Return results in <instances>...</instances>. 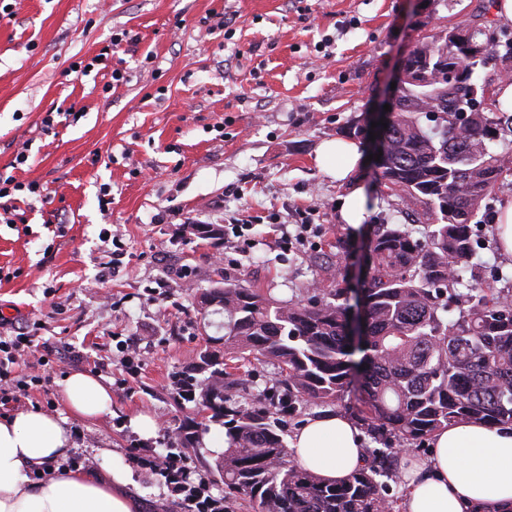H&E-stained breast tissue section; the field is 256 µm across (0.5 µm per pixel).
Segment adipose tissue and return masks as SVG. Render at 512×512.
<instances>
[{
	"label": "adipose tissue",
	"mask_w": 512,
	"mask_h": 512,
	"mask_svg": "<svg viewBox=\"0 0 512 512\" xmlns=\"http://www.w3.org/2000/svg\"><path fill=\"white\" fill-rule=\"evenodd\" d=\"M356 142L327 140L316 160L343 180L357 168ZM65 413L30 410L0 416V512H140L124 493L131 469L120 454L100 472L67 468L76 424L112 410V391L86 372L61 383ZM292 460L326 480H341L365 463L366 450L348 417H310L288 440ZM433 451L401 474L404 512H512V424L459 422L434 434Z\"/></svg>",
	"instance_id": "ef3b65f1"
}]
</instances>
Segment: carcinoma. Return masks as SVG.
<instances>
[{
  "instance_id": "1",
  "label": "carcinoma",
  "mask_w": 512,
  "mask_h": 512,
  "mask_svg": "<svg viewBox=\"0 0 512 512\" xmlns=\"http://www.w3.org/2000/svg\"><path fill=\"white\" fill-rule=\"evenodd\" d=\"M472 29L487 44L480 56L450 45L441 31L408 56L422 77L401 91L392 113L381 178L402 199L423 205L426 231L419 239L405 224L374 226L360 295V361L345 334L349 305L340 288H315L288 302L226 281L200 295L202 310H224V335L209 338L179 380L180 399L224 426L226 447L212 471L254 512H393L379 481L393 476L392 452L369 450L365 467L328 483L289 460L284 428L270 422L277 405L292 412L353 389L358 419L401 445L453 422L512 423V289L464 275L476 244L471 221L512 175V113L499 102L494 112L473 113L466 131L453 126L454 114L470 103V76L511 61L512 40L505 34L491 41L483 24ZM450 66L461 80L448 82ZM494 140L503 142L501 150L488 147ZM194 235L224 244L219 225L205 224ZM253 359L278 370L284 391L262 392L256 406L229 403L225 390L238 384L229 363ZM205 371L209 376L197 379ZM178 439L181 448L194 447L198 424L184 422Z\"/></svg>"
}]
</instances>
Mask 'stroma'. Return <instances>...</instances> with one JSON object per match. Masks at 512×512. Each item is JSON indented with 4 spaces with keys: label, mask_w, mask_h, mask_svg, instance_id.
Here are the masks:
<instances>
[{
    "label": "stroma",
    "mask_w": 512,
    "mask_h": 512,
    "mask_svg": "<svg viewBox=\"0 0 512 512\" xmlns=\"http://www.w3.org/2000/svg\"><path fill=\"white\" fill-rule=\"evenodd\" d=\"M489 2L0 0V172L43 189L0 200V322H44L58 382L119 360L131 341L141 361L122 388L101 373L112 411L78 425L76 455L98 471L107 451L128 455L140 415L158 423L150 446L170 451L195 415L172 386L224 333L223 314L197 303L218 278L300 300L311 281L336 286L325 260L357 286L371 225L421 232V206L384 184L369 139L357 136L365 160L342 181L316 152L382 111L418 41L483 19L501 28ZM355 187L369 216L351 226L337 204ZM12 208L24 222L7 224ZM303 218L307 241L280 247ZM192 224L222 225L224 249ZM476 235L471 265L512 282L491 225ZM115 251L114 277L104 264Z\"/></svg>",
    "instance_id": "obj_1"
}]
</instances>
